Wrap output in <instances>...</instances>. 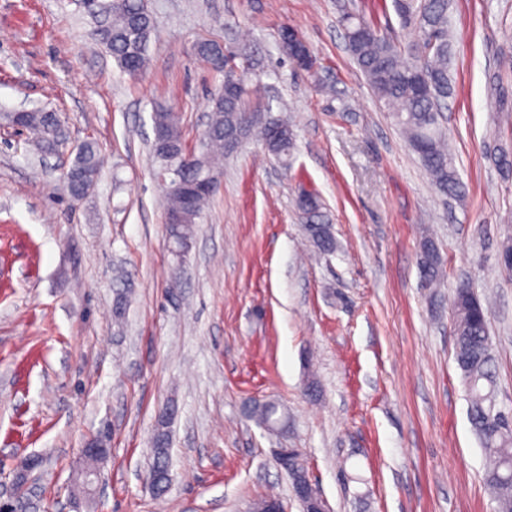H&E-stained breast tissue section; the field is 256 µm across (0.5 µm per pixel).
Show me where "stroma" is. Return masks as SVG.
Masks as SVG:
<instances>
[{"mask_svg": "<svg viewBox=\"0 0 512 512\" xmlns=\"http://www.w3.org/2000/svg\"><path fill=\"white\" fill-rule=\"evenodd\" d=\"M148 5L151 63L132 77L91 40L77 0H0V113L57 112L64 153L92 140L103 160L95 191L71 202L55 158L0 125V504L21 481L23 512H248L268 494L301 512L273 461L274 449L298 448L332 512H496L450 299L464 282L489 306L497 402L512 410V273L499 264L512 175L493 159L512 146V67L501 63L512 0L450 7L444 126L460 201L436 193L347 49L346 9L409 39L391 0ZM285 26L314 73L281 52ZM202 40L250 60L252 100L290 121L294 146L282 163L252 138L222 159L178 259L152 114L171 106L188 139L204 131L222 76L197 60ZM303 191L319 198L332 254L307 240ZM427 238L444 262L436 288L421 285ZM255 400L280 403L287 432L249 420ZM160 427L171 483L156 496L145 474ZM96 438L109 448L102 481L77 510L76 462Z\"/></svg>", "mask_w": 512, "mask_h": 512, "instance_id": "stroma-1", "label": "stroma"}]
</instances>
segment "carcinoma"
Here are the masks:
<instances>
[{"instance_id":"carcinoma-1","label":"carcinoma","mask_w":512,"mask_h":512,"mask_svg":"<svg viewBox=\"0 0 512 512\" xmlns=\"http://www.w3.org/2000/svg\"><path fill=\"white\" fill-rule=\"evenodd\" d=\"M393 6L404 27L413 37L406 43L385 34L381 27L360 14H347L340 22L346 30L348 49L369 85L401 127L409 146L420 158L436 191L444 196L459 197L462 183L453 159L448 153L442 112L452 93L451 61L453 44L449 33V0H393ZM91 24L92 38L116 61L122 72L131 77L140 75L150 60V43L155 33L147 0H90L83 9ZM216 42L203 40L195 47L196 54L211 69L224 74V79L246 84L236 65L224 61L219 67L215 55ZM249 91L242 88L238 96L226 99L215 92L205 133L187 142L181 119L170 107H159L152 115L154 128L166 133L178 149V160L190 161L181 178L202 179L214 172V159L224 153V138L237 132L257 135L269 155L288 163L293 146V131L287 123L268 116L255 118L246 106ZM5 124L20 126L33 135L39 150L51 153L59 143L53 131L61 122L56 112L33 110L22 117L3 115ZM151 154L157 164V175L163 177L165 223L175 257L183 256L194 224L202 217L211 195L198 197L194 207L185 205L179 179L166 172L170 160L156 148ZM101 159L93 141H83L75 148V156L65 173V187L73 201L83 198L81 179L99 177ZM298 208L307 216L306 232L322 253L336 249L329 225L321 219L320 204L312 193L297 200ZM421 279L431 287L441 277L442 260L431 240L423 242L420 256ZM456 362L464 378L469 401V419L488 464L484 484L499 512H512V416L492 407L496 400V378L492 345L488 336L489 309L473 289L463 283L456 288L451 301ZM277 405L255 401L246 415L264 427L280 422ZM158 469L166 473L169 465L168 437L157 429L153 436Z\"/></svg>"}]
</instances>
